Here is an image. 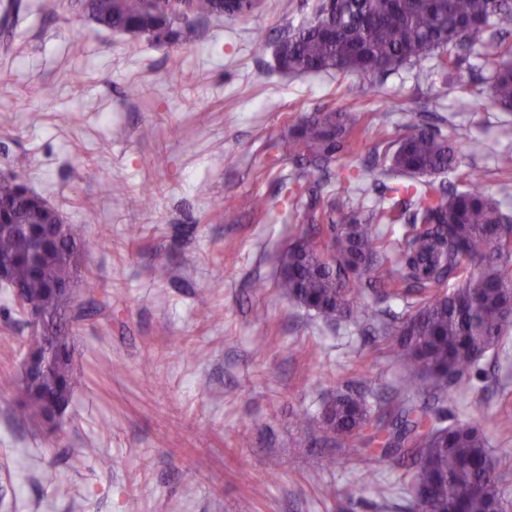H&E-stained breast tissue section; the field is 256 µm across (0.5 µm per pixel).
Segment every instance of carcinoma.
<instances>
[{"label": "carcinoma", "instance_id": "carcinoma-1", "mask_svg": "<svg viewBox=\"0 0 512 512\" xmlns=\"http://www.w3.org/2000/svg\"><path fill=\"white\" fill-rule=\"evenodd\" d=\"M198 17H218L224 0H193ZM101 27L169 40L186 24L168 0H85ZM491 29L512 31V0H321L314 18L282 38L277 68L306 73L338 70L384 74L432 53L458 46ZM498 59L488 89L490 103L512 108V45L496 44ZM409 132L376 156L380 203L345 204L347 216L324 230L313 228L279 254L277 287L326 320L359 317L357 300L374 296L404 302L405 312L380 333L408 374L388 407L373 416L372 404L352 390H339L320 416L308 422L303 442L343 446L366 434L375 447L412 471V486L426 499L418 512H504L500 475L491 463L480 424L447 421L440 405L448 387H464L482 357L512 326V253L505 225L512 214L477 184L448 190L424 177L455 167L459 146L410 115ZM357 118L350 112H315L303 117L280 149L295 159V177L281 179L289 204L297 200L300 179L310 170L329 182L336 157L353 149ZM39 196H28L16 177L0 179V262L12 265V280L42 301V330L29 348L49 339L58 357L51 372L29 382L6 379L16 395L19 416L48 420L65 413L74 388L72 343L76 322L59 285L71 275V262L90 252L83 228L70 224L66 238L39 252L25 244V228L46 223ZM404 222L402 238L391 242L380 224ZM327 233L329 248L317 237Z\"/></svg>", "mask_w": 512, "mask_h": 512}]
</instances>
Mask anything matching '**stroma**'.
<instances>
[{
  "instance_id": "1",
  "label": "stroma",
  "mask_w": 512,
  "mask_h": 512,
  "mask_svg": "<svg viewBox=\"0 0 512 512\" xmlns=\"http://www.w3.org/2000/svg\"><path fill=\"white\" fill-rule=\"evenodd\" d=\"M81 2L0 0V172L84 227L95 246L81 277L96 286L78 296L60 428L20 418L0 389V512H413L402 470L365 466L362 437L299 444L337 390L391 396L404 369L377 328L404 304L366 297V318L330 323L277 288V254L304 225L277 193L295 165L276 145L310 113H358L329 187L311 173L302 197L337 219L413 112L462 149L435 183L468 177L497 195L512 178V109L487 100L490 35L448 49L461 82L447 94L433 55L381 76L277 70L276 42L319 0L285 15L263 0L160 43L97 25ZM256 195L266 211L251 209ZM31 334L0 287V376H18ZM444 413L482 424L512 512V330L470 386L449 388ZM47 469L67 495L43 482Z\"/></svg>"
}]
</instances>
